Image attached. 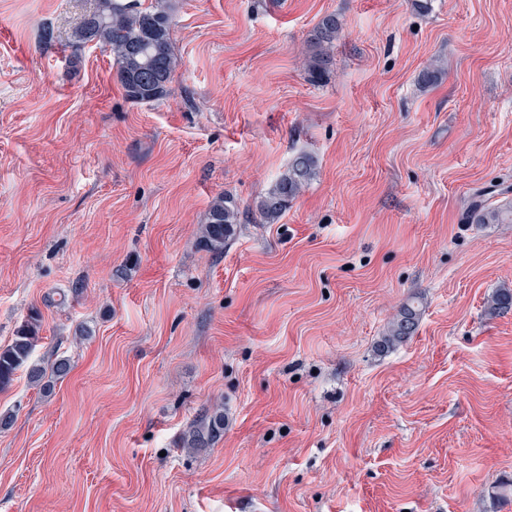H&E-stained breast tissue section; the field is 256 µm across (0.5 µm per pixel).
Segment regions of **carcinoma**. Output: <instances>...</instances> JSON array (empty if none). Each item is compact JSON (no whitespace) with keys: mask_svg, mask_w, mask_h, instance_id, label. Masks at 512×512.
<instances>
[{"mask_svg":"<svg viewBox=\"0 0 512 512\" xmlns=\"http://www.w3.org/2000/svg\"><path fill=\"white\" fill-rule=\"evenodd\" d=\"M173 26L174 14L167 0H150L147 6L141 0H97L94 11L74 32L72 43L78 49L89 42L109 49L125 96L137 103H150L165 96L179 65L171 40ZM341 31L342 24L334 13L325 15L313 29L303 61L310 81L322 79L328 48ZM316 175V158L305 151L295 154L287 169L254 202V215L263 224L277 223ZM247 213L249 210L242 209L232 197L226 194L216 197L202 227L205 246L212 252L224 251ZM466 220L471 224H511L512 205L495 207L482 195L471 203ZM419 318L420 309L415 301L403 303L387 326L383 346L393 347L413 336ZM39 331L40 319L31 316L18 328L11 342L0 347V391L10 385L20 370L27 371L32 382L51 387L46 369L31 361L40 339ZM221 420L218 414L203 417L193 427L188 445L207 446L217 437Z\"/></svg>","mask_w":512,"mask_h":512,"instance_id":"carcinoma-1","label":"carcinoma"}]
</instances>
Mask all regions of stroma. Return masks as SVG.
I'll list each match as a JSON object with an SVG mask.
<instances>
[{"instance_id": "obj_1", "label": "stroma", "mask_w": 512, "mask_h": 512, "mask_svg": "<svg viewBox=\"0 0 512 512\" xmlns=\"http://www.w3.org/2000/svg\"><path fill=\"white\" fill-rule=\"evenodd\" d=\"M96 2L0 0V345L36 313L33 361L70 363L0 391V512H512L487 493L512 480V224L464 218L512 202V0H173L149 104L105 48L72 56ZM301 150L280 220L205 249L215 197L253 205ZM342 31V24L336 14L325 15L313 29L303 66L311 82H319L326 70L328 48ZM489 197L480 196L471 203L466 220L471 224H503L512 223V204L508 208L492 206ZM420 309L415 301H407L401 305L387 326L381 342L383 348H389L403 343L413 336L418 328ZM222 416L216 414L214 417L208 418L207 415L195 425L190 434L188 445L191 448H202L207 446L219 433V424Z\"/></svg>"}]
</instances>
